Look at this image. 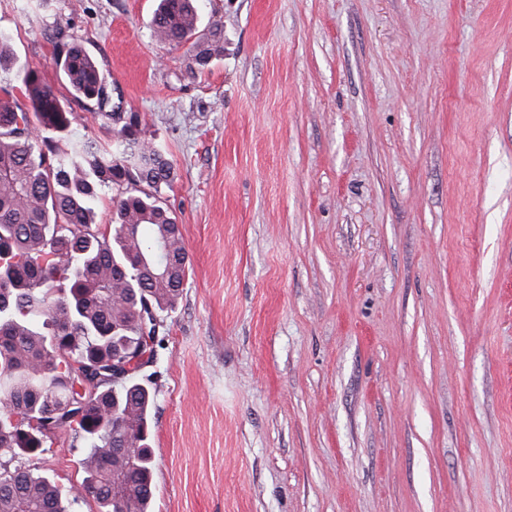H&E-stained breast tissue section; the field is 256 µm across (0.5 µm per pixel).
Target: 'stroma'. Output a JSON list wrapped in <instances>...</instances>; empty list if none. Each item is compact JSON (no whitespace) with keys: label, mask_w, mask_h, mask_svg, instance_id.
I'll list each match as a JSON object with an SVG mask.
<instances>
[{"label":"stroma","mask_w":512,"mask_h":512,"mask_svg":"<svg viewBox=\"0 0 512 512\" xmlns=\"http://www.w3.org/2000/svg\"><path fill=\"white\" fill-rule=\"evenodd\" d=\"M0 0V34L106 144L56 32L174 168L189 267L140 381L152 512H512V0ZM84 444L25 467L79 484ZM198 0H160L152 18L153 36L161 43L180 46L189 42L192 74L204 71L223 53V33L216 24L206 37L198 35ZM55 39L60 68L75 96L93 102L98 115L120 121V113L106 110L111 103L106 81L84 47L74 38L70 41L64 39L61 32L56 34Z\"/></svg>","instance_id":"1"}]
</instances>
